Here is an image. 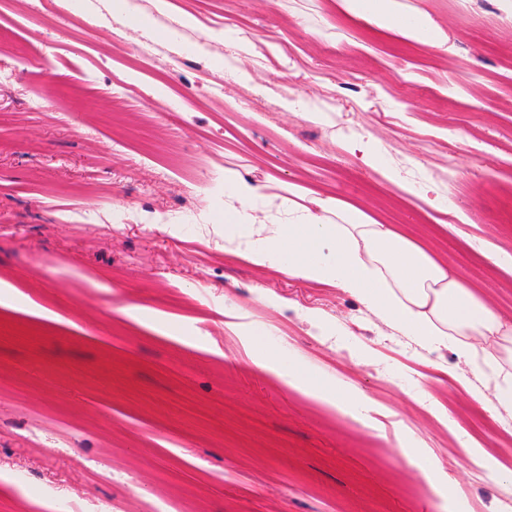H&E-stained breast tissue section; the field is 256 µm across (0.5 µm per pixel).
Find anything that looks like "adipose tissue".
<instances>
[{
  "label": "adipose tissue",
  "mask_w": 512,
  "mask_h": 512,
  "mask_svg": "<svg viewBox=\"0 0 512 512\" xmlns=\"http://www.w3.org/2000/svg\"><path fill=\"white\" fill-rule=\"evenodd\" d=\"M342 5L349 19L404 40L434 47L448 41L428 18L402 15L398 0ZM336 216L334 224L311 211L267 228L228 224L224 240L247 244L248 259L259 266L286 257L289 275L336 285L395 332L436 351L451 350L492 381L499 407L512 410V320L406 233L365 219L353 205Z\"/></svg>",
  "instance_id": "ef3b65f1"
}]
</instances>
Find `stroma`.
Masks as SVG:
<instances>
[{
	"instance_id": "1",
	"label": "stroma",
	"mask_w": 512,
	"mask_h": 512,
	"mask_svg": "<svg viewBox=\"0 0 512 512\" xmlns=\"http://www.w3.org/2000/svg\"><path fill=\"white\" fill-rule=\"evenodd\" d=\"M167 2L0 0L25 48L0 49V512H502L512 412L471 398L485 379L224 226L360 204L512 316V19L401 0L433 48L339 0Z\"/></svg>"
}]
</instances>
